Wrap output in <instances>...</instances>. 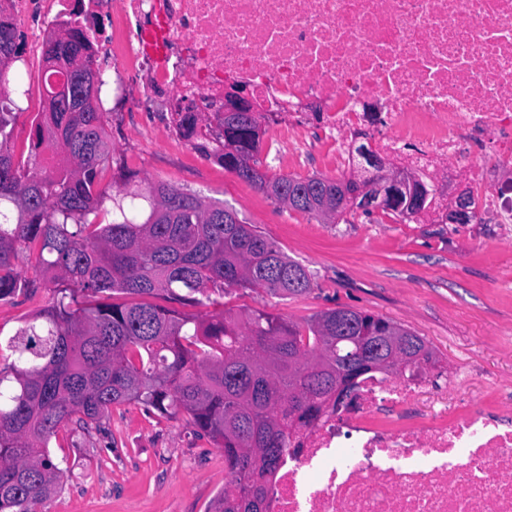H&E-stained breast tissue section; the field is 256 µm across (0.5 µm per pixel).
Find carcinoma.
I'll return each instance as SVG.
<instances>
[{
  "mask_svg": "<svg viewBox=\"0 0 512 512\" xmlns=\"http://www.w3.org/2000/svg\"><path fill=\"white\" fill-rule=\"evenodd\" d=\"M23 51L14 27L0 24V74ZM42 112L31 155L63 156L23 168L10 152L13 113L0 108V302L52 292L49 304L14 333L0 330V512H35L58 492L64 468L51 440L87 431L114 405L137 403L161 416L183 415L224 450L230 480L208 512H267L268 487L243 495L254 470L272 477L293 411L321 412L336 391V354L353 351L368 329L423 338L385 318L342 309L302 324L255 310H226L200 321L151 302L160 294L192 306L220 304L232 288L282 297L306 294L311 273L280 246L219 204L157 184L124 183L110 196L112 221L90 220L108 153L103 113ZM224 144L257 164L258 134L245 117L224 119ZM244 180L288 197V207L322 216L345 181L265 175ZM33 276L17 270L20 254ZM135 297L113 302V293Z\"/></svg>",
  "mask_w": 512,
  "mask_h": 512,
  "instance_id": "cac0c4a2",
  "label": "carcinoma"
}]
</instances>
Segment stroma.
I'll use <instances>...</instances> for the list:
<instances>
[{"label": "stroma", "instance_id": "obj_1", "mask_svg": "<svg viewBox=\"0 0 512 512\" xmlns=\"http://www.w3.org/2000/svg\"><path fill=\"white\" fill-rule=\"evenodd\" d=\"M10 70L17 76L14 160L25 166L30 113L44 111L45 100L29 93L21 62ZM103 80L109 155L101 189L111 194L127 181L162 182L224 203L313 275L310 290L294 298L230 290L225 310L240 316L261 309L298 323L339 307L383 317L423 337L449 367L473 370L459 398L492 411L512 403V246L495 243L497 225H484L478 241L467 224H397L380 210L316 219L221 164L202 162L195 146L168 136L161 113L111 111V72ZM256 159L270 176H341L329 145L296 148L267 128ZM50 298L43 288L0 303V330L13 333ZM52 452L67 472L62 489L37 512H207L229 480L223 450L198 436L185 417H162L136 403L113 407L100 429L59 434Z\"/></svg>", "mask_w": 512, "mask_h": 512}]
</instances>
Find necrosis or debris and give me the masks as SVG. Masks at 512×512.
<instances>
[{"label": "necrosis or debris", "instance_id": "4bbe7bcc", "mask_svg": "<svg viewBox=\"0 0 512 512\" xmlns=\"http://www.w3.org/2000/svg\"><path fill=\"white\" fill-rule=\"evenodd\" d=\"M5 0L38 56L58 17L106 20L112 91L139 93L179 135L185 108L250 89L282 140L308 116L342 167L356 140L426 190L398 224H444L465 188L475 224H512V0ZM164 25L163 58L143 32ZM459 376L419 365L364 377L288 439L267 512H512V407L448 413ZM428 400L418 423L398 419Z\"/></svg>", "mask_w": 512, "mask_h": 512}]
</instances>
